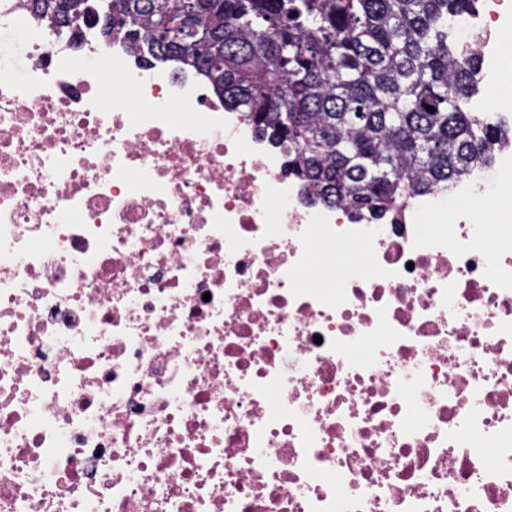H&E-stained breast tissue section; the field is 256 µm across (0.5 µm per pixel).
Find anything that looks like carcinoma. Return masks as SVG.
Segmentation results:
<instances>
[{
	"mask_svg": "<svg viewBox=\"0 0 512 512\" xmlns=\"http://www.w3.org/2000/svg\"><path fill=\"white\" fill-rule=\"evenodd\" d=\"M84 2L33 0L34 16L72 29ZM472 2L112 0L132 50L196 71L250 113L309 200L373 220L492 159L493 131L467 108L477 61L449 37Z\"/></svg>",
	"mask_w": 512,
	"mask_h": 512,
	"instance_id": "cac0c4a2",
	"label": "carcinoma"
}]
</instances>
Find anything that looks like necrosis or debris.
I'll use <instances>...</instances> for the list:
<instances>
[{"mask_svg":"<svg viewBox=\"0 0 512 512\" xmlns=\"http://www.w3.org/2000/svg\"><path fill=\"white\" fill-rule=\"evenodd\" d=\"M453 28L494 160L379 224L0 0V512H512V0Z\"/></svg>","mask_w":512,"mask_h":512,"instance_id":"4bbe7bcc","label":"necrosis or debris"}]
</instances>
